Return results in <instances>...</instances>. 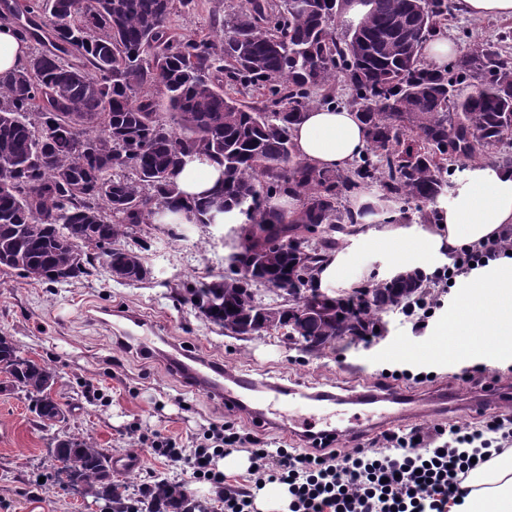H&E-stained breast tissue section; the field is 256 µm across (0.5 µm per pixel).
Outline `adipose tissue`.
I'll list each match as a JSON object with an SVG mask.
<instances>
[{"instance_id":"adipose-tissue-1","label":"adipose tissue","mask_w":512,"mask_h":512,"mask_svg":"<svg viewBox=\"0 0 512 512\" xmlns=\"http://www.w3.org/2000/svg\"><path fill=\"white\" fill-rule=\"evenodd\" d=\"M298 154L323 170L346 168L368 145L367 133L345 107H313L293 127ZM222 177L213 161L188 158L177 181L190 196H205ZM438 223L429 229L397 225L361 239L364 251L393 252L392 273L406 265L427 266L446 252L497 239L512 225V169L492 162L470 167L453 204L440 206ZM460 299L448 310L432 340L456 356L479 352L492 359L512 358V259L473 270ZM465 512H512V452L493 459L467 481Z\"/></svg>"}]
</instances>
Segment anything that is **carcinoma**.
<instances>
[{
	"label": "carcinoma",
	"mask_w": 512,
	"mask_h": 512,
	"mask_svg": "<svg viewBox=\"0 0 512 512\" xmlns=\"http://www.w3.org/2000/svg\"><path fill=\"white\" fill-rule=\"evenodd\" d=\"M350 0H240L213 14L215 34L179 38L175 10L194 0H0V22L44 50L0 74V260L33 280L68 282L105 260L112 277L139 282L148 270L119 239L168 209L193 211L207 224L218 211L244 217L241 254L223 276L185 289L209 322L236 331L273 306L254 289H313L318 264L378 208L353 210L343 199L371 187L380 200L433 203L448 193L457 157H488L512 135V63L491 45H475L443 70L423 61L440 32L447 0H363L368 13L342 35L336 19ZM342 79L368 148L343 170L309 165L291 127L323 91ZM469 92L462 93V88ZM261 92L258 105L236 95ZM165 111H160V108ZM202 153L224 168L205 198L185 195L176 178L185 157ZM296 197L291 214L267 206ZM427 276L407 268L368 286L358 311L323 299L307 335L324 347L373 332L383 309L419 296ZM0 373L25 392L46 425L66 421L47 396L54 367L23 355L0 335ZM59 462L50 486L132 512L112 458L76 434L50 450ZM151 512H183L177 484L142 489Z\"/></svg>",
	"instance_id": "1"
}]
</instances>
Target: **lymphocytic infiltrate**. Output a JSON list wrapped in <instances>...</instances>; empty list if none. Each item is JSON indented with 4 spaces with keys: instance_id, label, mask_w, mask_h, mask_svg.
<instances>
[{
    "instance_id": "1",
    "label": "lymphocytic infiltrate",
    "mask_w": 512,
    "mask_h": 512,
    "mask_svg": "<svg viewBox=\"0 0 512 512\" xmlns=\"http://www.w3.org/2000/svg\"><path fill=\"white\" fill-rule=\"evenodd\" d=\"M508 249L500 238L457 249L432 283L447 284L480 261L506 257ZM150 446L156 456L186 464L196 480L217 488L222 512H255L257 491L274 483L287 486L289 512H448L450 501L465 497L462 484L476 466L512 449V414L418 428L406 435L386 431L350 450L320 437L308 448H269L229 421L208 427L190 450L160 432L153 434ZM235 451L248 453L250 465L233 483L216 462Z\"/></svg>"
}]
</instances>
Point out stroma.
<instances>
[{"label": "stroma", "instance_id": "stroma-1", "mask_svg": "<svg viewBox=\"0 0 512 512\" xmlns=\"http://www.w3.org/2000/svg\"><path fill=\"white\" fill-rule=\"evenodd\" d=\"M233 0H196L187 11L171 16V31L179 37L211 35L215 5ZM458 51L476 43H500L512 56V18L477 19L449 11L443 28ZM416 207L385 204L368 218L358 234L345 236L338 249L348 260V272L359 285L385 279L391 264L386 253H367L358 246L359 235L417 218ZM237 238L228 224H145L125 238L139 247L149 276L140 282L113 279L104 265L91 274L64 283L23 278L17 271L0 268V334L14 337L24 355L56 367V400L68 410V422L43 424L25 392L7 386L0 373V512H105L103 503L67 490L47 491L45 478L52 473L50 450L57 438L68 434L92 436L112 456V476L128 487L130 499L157 477L180 483L189 495L218 506L212 486L195 481L156 457L148 445L130 433L138 427L149 436L159 431L189 448L212 424L230 419L260 437L269 447L294 444L292 435L267 428L245 412L231 413L223 400L184 384L158 354L121 343L118 333L105 324L103 311L128 313L151 326L156 335L187 352H201L226 368L254 378L279 382L313 393L329 390L348 396L378 389L384 372L431 374V383L397 382L396 390L425 400L455 388L469 411L446 410L421 421L396 424L400 433L415 426L431 427L448 420L478 421V408L494 399L498 390L512 387V361L488 364L497 387L473 388L460 376L474 366L471 358L449 359L427 350L439 319L455 304L460 289L440 293L442 302L424 327L404 315L401 307L379 312V332L366 340L344 336L324 349L307 350L300 342L277 332L255 336L229 334L200 315L181 299L185 287L222 275ZM418 349L419 357L394 355L397 347ZM101 396H94V389Z\"/></svg>", "mask_w": 512, "mask_h": 512}]
</instances>
